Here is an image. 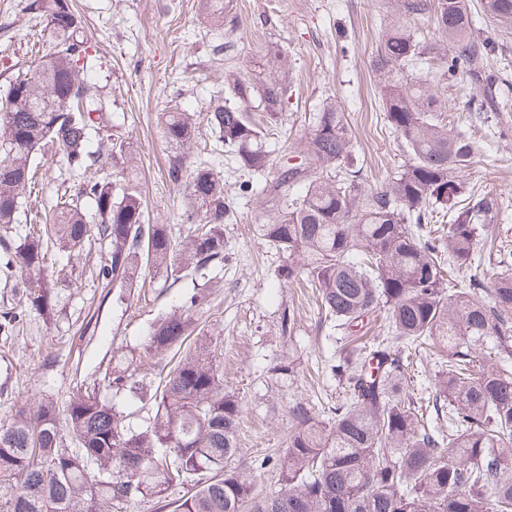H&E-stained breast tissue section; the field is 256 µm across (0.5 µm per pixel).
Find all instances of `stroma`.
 <instances>
[{
	"mask_svg": "<svg viewBox=\"0 0 512 512\" xmlns=\"http://www.w3.org/2000/svg\"><path fill=\"white\" fill-rule=\"evenodd\" d=\"M27 0H0V86L52 40L41 32L24 37ZM99 56L92 77L112 99L120 133L137 140L142 191L152 223L182 233L178 192L165 179L166 144L156 114L176 105L205 111L211 90L224 84V60L213 56L200 35L199 0H68ZM405 0H233L239 25L230 32L233 64L250 72L268 48L291 60L289 98L267 139L268 149L298 150L312 115L328 97L338 98L352 131L354 153L366 185L374 186L409 159L389 126L370 60L387 21ZM482 0H466L478 34L494 47L488 66L512 85V23L485 15ZM437 57L429 59L432 89L447 100L441 118L449 127L481 135L486 126L465 107L471 89L465 79L442 78ZM498 137L466 167L467 188L497 197L501 207L498 240L512 250V109L496 113ZM40 180L20 210L14 231L25 236L56 197L65 171L53 152L37 155ZM237 223L224 227V262L210 270L211 303L198 311L220 354L224 389L242 403L238 451L231 467L250 471L255 459L282 454L295 401L317 413L344 398L329 370L336 337L320 325L310 289L284 286L278 273L285 255L255 230V197L235 200ZM106 252L100 246L74 266L53 260L58 281L52 319L28 313L23 328L0 334V424L16 408L42 398L65 406L81 384L105 368L114 352L139 351L162 314L194 293L184 278L164 288L162 277L127 289L102 283L97 271ZM295 315L291 334L280 327L283 312Z\"/></svg>",
	"mask_w": 512,
	"mask_h": 512,
	"instance_id": "stroma-1",
	"label": "stroma"
}]
</instances>
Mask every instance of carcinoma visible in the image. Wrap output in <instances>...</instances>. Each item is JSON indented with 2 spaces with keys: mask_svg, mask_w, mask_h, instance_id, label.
I'll use <instances>...</instances> for the list:
<instances>
[{
  "mask_svg": "<svg viewBox=\"0 0 512 512\" xmlns=\"http://www.w3.org/2000/svg\"><path fill=\"white\" fill-rule=\"evenodd\" d=\"M200 2L201 28L236 27L230 0ZM482 5L512 21V0ZM429 8L446 39L443 74L469 75L479 85L474 110L495 111L500 87L482 72L490 44L473 34L465 0L405 5L410 14ZM25 11L55 46L0 96V275L25 288L30 310L47 319L56 295L46 258L55 249L75 260L92 242L106 246L98 278L125 288L149 274L166 283L205 278L224 262V225L238 213L223 165L194 154L196 113L156 115L171 150L166 178L181 191L188 224L178 240L146 215L132 138L100 137L112 114L90 77L97 56L80 18L67 0H30ZM426 55L398 17L371 59L387 121L409 153L389 179L365 185L344 107L333 98L314 114L299 163L279 167L269 186L238 185L240 194L263 197L257 230L287 255L281 279L315 289L320 321L338 333L331 373L344 400L327 419L294 403L287 448L257 463L279 472L281 490L263 494L254 472L228 467L242 406L224 392L222 363L195 319L207 299L202 289L156 322L137 355L111 358L64 411L47 398L0 425V512H124L145 500L169 512H512V273L488 282L480 271L479 243L492 236L498 200L459 179L482 143L440 120L441 102L416 76ZM289 70L288 53L277 48L249 75L224 68V90L205 118L243 170L273 168L251 108L256 102L266 122L278 121ZM46 144L73 185H62L43 230L17 244L12 225L32 184L31 157ZM463 268L473 274L454 280ZM381 308L388 317L372 342L352 344ZM430 346L442 356L432 389L418 398L406 361ZM170 351L176 359L159 375L141 373L138 363ZM102 388L148 410L146 425H130ZM173 486L186 487L177 500L168 499Z\"/></svg>",
  "mask_w": 512,
  "mask_h": 512,
  "instance_id": "1",
  "label": "carcinoma"
}]
</instances>
